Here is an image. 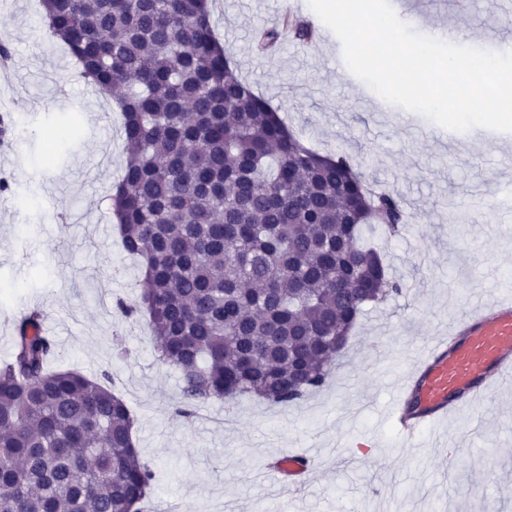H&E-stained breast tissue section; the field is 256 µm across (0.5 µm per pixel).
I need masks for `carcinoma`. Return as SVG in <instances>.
Masks as SVG:
<instances>
[{"label": "carcinoma", "instance_id": "1", "mask_svg": "<svg viewBox=\"0 0 512 512\" xmlns=\"http://www.w3.org/2000/svg\"><path fill=\"white\" fill-rule=\"evenodd\" d=\"M40 5L84 78L126 88V164L108 201L142 278L140 302L117 309L148 314L156 359L182 382L177 413L243 396L288 406L321 389L364 307L401 292L363 230L398 234L402 201L371 191L349 153L294 136L231 68L208 0ZM317 37L285 15L257 49ZM41 319L28 311L0 363V512H139L156 476L133 412L107 378L49 369Z\"/></svg>", "mask_w": 512, "mask_h": 512}]
</instances>
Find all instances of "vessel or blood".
I'll list each match as a JSON object with an SVG mask.
<instances>
[{
  "label": "vessel or blood",
  "mask_w": 512,
  "mask_h": 512,
  "mask_svg": "<svg viewBox=\"0 0 512 512\" xmlns=\"http://www.w3.org/2000/svg\"><path fill=\"white\" fill-rule=\"evenodd\" d=\"M512 382V304L494 312L465 310L447 335L425 345V353L403 372L392 404L400 443L415 444L428 427L466 408L481 411L499 386ZM317 465L309 453L284 455L269 463L270 476H306Z\"/></svg>",
  "instance_id": "1"
}]
</instances>
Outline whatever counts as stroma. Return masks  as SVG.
I'll return each mask as SVG.
<instances>
[{
    "label": "stroma",
    "mask_w": 512,
    "mask_h": 512,
    "mask_svg": "<svg viewBox=\"0 0 512 512\" xmlns=\"http://www.w3.org/2000/svg\"><path fill=\"white\" fill-rule=\"evenodd\" d=\"M213 28L246 82L320 153L344 149L368 184L399 197L408 224L395 238L365 232L402 291L367 306L325 387L295 405L255 398L208 403L180 417V381L155 358L148 318L134 321L117 299L139 300L138 262L114 230L106 197L125 164L122 115L109 94L42 28L37 0H0L12 66L0 72V110L26 128L22 154L0 156V177L28 183L30 204L0 194V360L12 349L18 308L43 312L57 367L108 374L131 408L135 438L157 480L143 512H339L368 498L369 512H486L512 495V386L468 429L448 419L425 429L417 448L395 446L388 411L398 372L423 342L448 329L462 306L491 307L512 287V133L475 128L450 138L423 116L378 115L373 93L346 78L339 39L314 47L284 42L257 54L254 38L281 15L308 19L309 0H210ZM399 18L416 32L445 28L454 44L478 46L512 19L493 0H409ZM79 129L69 133L66 120ZM373 440L353 446L354 437ZM306 450L318 458L304 482H268L266 464Z\"/></svg>",
    "instance_id": "35a3bbf8"
}]
</instances>
